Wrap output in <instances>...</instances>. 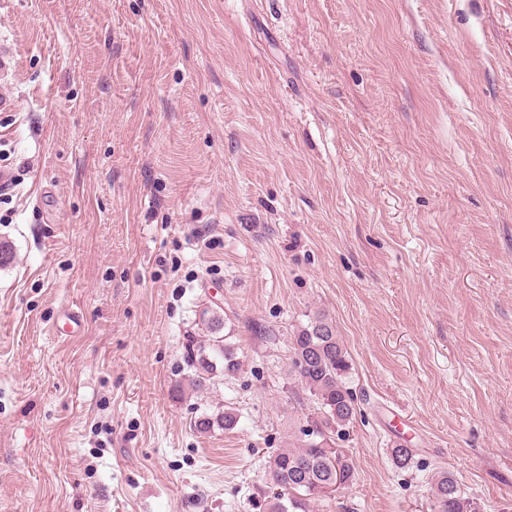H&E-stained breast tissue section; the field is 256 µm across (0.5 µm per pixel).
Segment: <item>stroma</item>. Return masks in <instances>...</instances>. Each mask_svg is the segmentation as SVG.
Here are the masks:
<instances>
[{
  "mask_svg": "<svg viewBox=\"0 0 512 512\" xmlns=\"http://www.w3.org/2000/svg\"><path fill=\"white\" fill-rule=\"evenodd\" d=\"M2 165L0 512H267L317 314L357 414L312 512L441 469L512 512V0H0ZM207 307L242 370L183 394ZM237 410L231 406L219 407L211 415H201L194 421V427L199 433H208L215 426L224 430H233L238 424Z\"/></svg>",
  "mask_w": 512,
  "mask_h": 512,
  "instance_id": "stroma-1",
  "label": "stroma"
}]
</instances>
